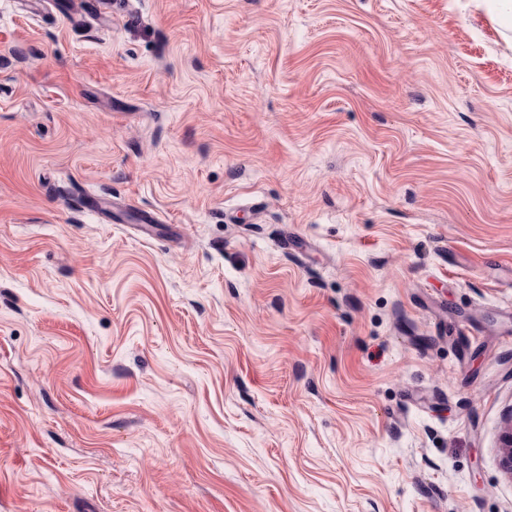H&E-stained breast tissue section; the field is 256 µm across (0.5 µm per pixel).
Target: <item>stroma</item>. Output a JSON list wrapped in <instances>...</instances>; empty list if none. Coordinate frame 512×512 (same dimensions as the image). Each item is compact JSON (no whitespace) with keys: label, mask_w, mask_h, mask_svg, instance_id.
Here are the masks:
<instances>
[{"label":"stroma","mask_w":512,"mask_h":512,"mask_svg":"<svg viewBox=\"0 0 512 512\" xmlns=\"http://www.w3.org/2000/svg\"><path fill=\"white\" fill-rule=\"evenodd\" d=\"M511 429L493 0H0V512H512Z\"/></svg>","instance_id":"35a3bbf8"}]
</instances>
